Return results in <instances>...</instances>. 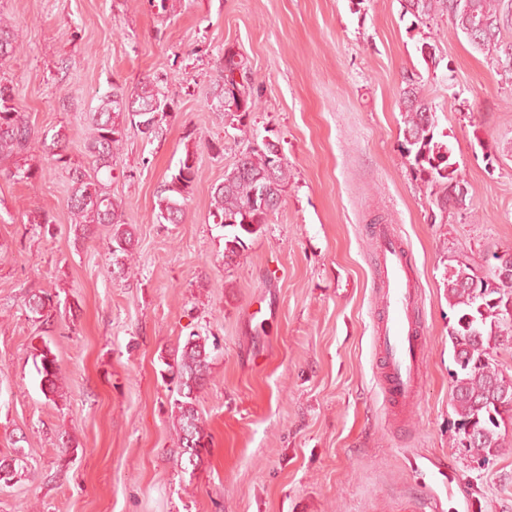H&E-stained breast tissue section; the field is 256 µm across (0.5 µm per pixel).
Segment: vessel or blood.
Wrapping results in <instances>:
<instances>
[{
	"instance_id": "obj_1",
	"label": "vessel or blood",
	"mask_w": 512,
	"mask_h": 512,
	"mask_svg": "<svg viewBox=\"0 0 512 512\" xmlns=\"http://www.w3.org/2000/svg\"><path fill=\"white\" fill-rule=\"evenodd\" d=\"M378 278L383 288L375 348L382 389L393 419H404L418 402L422 385L423 338L415 321L417 290L407 256L388 226L377 233Z\"/></svg>"
}]
</instances>
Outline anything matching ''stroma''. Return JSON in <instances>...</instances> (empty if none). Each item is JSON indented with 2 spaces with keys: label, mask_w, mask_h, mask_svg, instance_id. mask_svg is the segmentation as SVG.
I'll return each instance as SVG.
<instances>
[{
  "label": "stroma",
  "mask_w": 512,
  "mask_h": 512,
  "mask_svg": "<svg viewBox=\"0 0 512 512\" xmlns=\"http://www.w3.org/2000/svg\"><path fill=\"white\" fill-rule=\"evenodd\" d=\"M0 12L21 45L7 68L15 102L40 136L67 127L73 160L111 87L161 71L176 101L163 137L127 125L112 161L129 256L113 255L110 226L76 238L68 174L46 165L40 138L41 179L0 177V457L22 465L0 483V512H402L427 493L441 512H512V423L489 463L452 445L444 285L449 260L482 275L512 251L511 74L448 18L413 26L401 0H0ZM228 47L259 101L246 138L211 106ZM411 72L467 183L466 209L444 224L402 151ZM188 132L200 150L185 221L155 223ZM266 138L288 165L283 203L228 244L212 189ZM37 208L54 224L28 223ZM379 225L422 292L421 399L402 427L386 421L374 346ZM47 289L60 305L46 319L25 303ZM192 333L218 345L197 392L208 438L195 466L167 368ZM45 350L59 367L50 398L35 367Z\"/></svg>",
  "instance_id": "35a3bbf8"
}]
</instances>
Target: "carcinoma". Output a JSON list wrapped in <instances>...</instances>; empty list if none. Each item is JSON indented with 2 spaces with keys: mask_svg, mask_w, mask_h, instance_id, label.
I'll return each mask as SVG.
<instances>
[{
  "mask_svg": "<svg viewBox=\"0 0 512 512\" xmlns=\"http://www.w3.org/2000/svg\"><path fill=\"white\" fill-rule=\"evenodd\" d=\"M403 9L423 24L436 14L447 15L464 33L474 49L497 54L496 62L512 72V45L501 49L502 30L512 23V0H402ZM20 51L15 24L0 18V162L9 160L3 169L7 178L32 183L41 176L39 169L28 163L32 141L38 138L28 117L16 105L10 80L4 67ZM214 98L215 108L224 113V124L245 134L248 119L258 107L251 93L248 68L244 59L224 49L223 66ZM403 116L402 148L413 157L420 179L431 187L434 210L432 223H448V215L466 198L464 179L456 168L452 150L436 135V107L425 94L420 77L414 73L403 77L400 88ZM173 96L167 90V79L161 72L146 77L131 91L114 87L99 96V104L89 114L91 133L83 144L88 164L72 161L69 137L64 128L51 138H42L49 164L68 170L72 183L68 207L75 230L90 232L95 224L112 226V252H128L132 233L125 229L120 205L112 200L101 178L112 173V155L124 138L122 119H128L148 139L164 134V122L171 115ZM184 152L170 179L160 187L154 206L159 224H181L185 218V202L197 179L198 145L192 133L184 136ZM275 145L263 142L241 152L233 166L224 171V181L213 188L211 212L213 222L236 231L251 234L255 227L268 223L269 216L281 206L288 165L275 156ZM491 281L478 275L468 264L448 265L445 288L454 322L448 326L455 370L452 372V406L454 447L462 448L484 464L503 448L500 428L505 419L512 420V405L502 410L493 408L489 398L504 395L512 401V375L499 368L494 351L512 342V316L506 312L512 305V276L489 273ZM56 308L53 295L40 291L31 295L28 309L41 317L50 316ZM210 352L206 339L192 334L182 347L180 356L169 365L177 378L174 412L177 413L180 444L195 466L206 448V433L195 407V390L203 386L209 369ZM42 388L52 394L59 391L56 361L41 354Z\"/></svg>",
  "mask_w": 512,
  "mask_h": 512,
  "instance_id": "1",
  "label": "carcinoma"
}]
</instances>
